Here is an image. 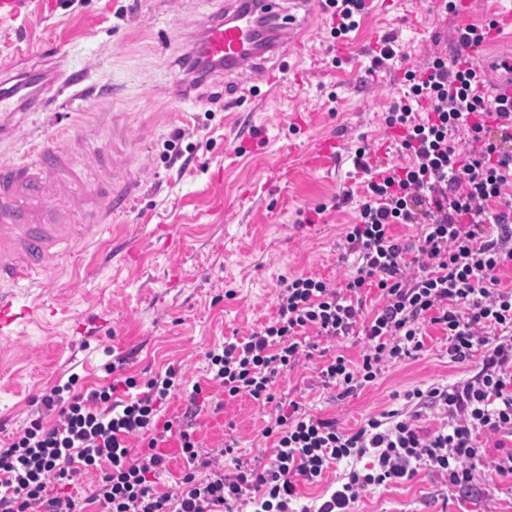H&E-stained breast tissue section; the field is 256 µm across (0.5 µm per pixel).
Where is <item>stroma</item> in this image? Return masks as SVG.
<instances>
[{
	"instance_id": "1",
	"label": "stroma",
	"mask_w": 512,
	"mask_h": 512,
	"mask_svg": "<svg viewBox=\"0 0 512 512\" xmlns=\"http://www.w3.org/2000/svg\"><path fill=\"white\" fill-rule=\"evenodd\" d=\"M221 0H23L0 19V64L24 49L25 67L64 59L83 76L73 103L19 112L0 140V161L19 160L53 138L78 144L83 179L68 189L74 205L91 194L101 174L93 157L108 155L117 183L130 185L127 210L111 219V238L62 256L34 288L18 289L28 316L0 339V441L32 419L34 401L65 373L83 386L107 382L108 355L125 358L127 373L148 379L179 367L184 388L166 407L183 416L189 390L201 385L214 402L193 418L201 457L237 446L246 467L264 462L272 443L263 429L274 405L249 397L223 401L209 381L208 352L271 321L281 279L304 274L342 285L348 267L337 244L352 207L330 210L318 223H299L301 211L329 200L341 184L361 190L357 147L381 162L402 159L384 117L403 94L404 69L424 66L436 51L456 56V30L484 24L512 0H468L444 12L428 0H374L347 42L350 56L332 65L325 17L312 20L304 48L289 52L287 81L268 101L245 95L249 76L204 90L193 103L169 99L178 58ZM395 36L398 63L369 73L371 50ZM340 140L324 158L318 145ZM315 348L272 385L276 398L305 412L360 427L392 405L396 393L463 377L449 363L448 339L428 328L418 356L385 365L354 395L339 397L318 378L325 358L357 360L363 340L311 336ZM478 492L463 497L428 471L369 488L358 512H512V482L475 474Z\"/></svg>"
}]
</instances>
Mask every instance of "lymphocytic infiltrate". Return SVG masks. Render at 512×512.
I'll list each match as a JSON object with an SVG mask.
<instances>
[{"mask_svg":"<svg viewBox=\"0 0 512 512\" xmlns=\"http://www.w3.org/2000/svg\"><path fill=\"white\" fill-rule=\"evenodd\" d=\"M406 91L385 117L403 163L375 166L366 148L353 165L365 177L362 195L345 186L309 209L306 223L350 205L354 219L338 244L350 269L342 286L300 275L282 279L275 319L248 336L225 339L207 354L225 399H275L273 380L293 369L307 332L335 339L362 331L358 361L337 355L321 367L324 385L347 397L373 382L388 362L416 356L431 324L448 338V359L478 358L472 375L415 387L404 403L368 418L354 431L334 420L279 406L265 436L269 461L225 472L209 463L199 474V443L165 408L182 386L170 367L145 382L123 374V359L105 363L110 383L78 390V374L47 388L33 418L0 448V512H253L293 510L304 486L323 483L331 464L342 483L313 512H354L368 487L411 478L427 469L438 483L468 493L475 472L512 477V450L493 456L486 441L512 437V124L486 97V73L472 58L434 54L403 72ZM396 224L421 227L417 242L397 238ZM378 289L382 304L364 317L362 292ZM440 424H420L425 412ZM54 414L45 422V414ZM178 438L188 468L174 488H157L167 469L160 445ZM368 466H361L363 458ZM98 473L85 497L68 489Z\"/></svg>","mask_w":512,"mask_h":512,"instance_id":"obj_1","label":"lymphocytic infiltrate"}]
</instances>
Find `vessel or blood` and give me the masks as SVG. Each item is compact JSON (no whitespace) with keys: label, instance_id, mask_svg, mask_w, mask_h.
I'll use <instances>...</instances> for the list:
<instances>
[{"label":"vessel or blood","instance_id":"b4317fda","mask_svg":"<svg viewBox=\"0 0 512 512\" xmlns=\"http://www.w3.org/2000/svg\"><path fill=\"white\" fill-rule=\"evenodd\" d=\"M225 0L210 15L192 46L182 55L181 81L172 98L189 102L214 73L227 76L262 70L281 57L283 46L297 47L308 15L321 0ZM75 80L60 70L20 69L11 90L0 92V112H36L59 99ZM78 158L71 151L38 145L25 159L0 163V285L23 288L51 266L58 245L78 249L90 232H105L108 213L123 209L111 180L100 187L102 203L95 213L59 208L56 199L63 176H76ZM28 314L13 296L0 298V335L8 336Z\"/></svg>","mask_w":512,"mask_h":512}]
</instances>
